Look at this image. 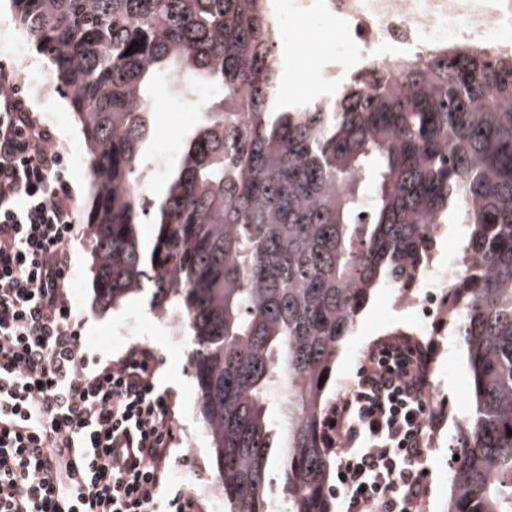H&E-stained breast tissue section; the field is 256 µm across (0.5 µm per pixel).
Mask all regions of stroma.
Segmentation results:
<instances>
[{
  "instance_id": "1",
  "label": "stroma",
  "mask_w": 512,
  "mask_h": 512,
  "mask_svg": "<svg viewBox=\"0 0 512 512\" xmlns=\"http://www.w3.org/2000/svg\"><path fill=\"white\" fill-rule=\"evenodd\" d=\"M293 52L283 55L282 96L288 101L310 103L335 98L334 87L316 81L309 71L312 63L336 49L344 48L343 34L335 21L318 10L300 17L288 34ZM23 44L24 60H17L14 47ZM48 59L35 47L33 38L18 22L10 0H0V77H6L25 100L39 122L48 126L56 142L66 143L65 174L72 187V206L82 229L71 244L75 266L69 289V303L81 327L86 350L102 358L115 357L132 345L151 348L160 361L158 385L170 392L179 440L172 451V489L184 490L202 505L201 512H224L223 500L213 493L216 468L211 444L203 426L196 381L190 366L191 346L168 313L151 310L150 296H133L119 306L105 309L95 301L92 260L89 246V163L83 135L76 124L68 100L45 88L43 78L53 75ZM172 91L158 83L155 131L145 151L143 166L151 168L158 153H166L168 163L179 158L185 133L196 123L194 98L183 99L172 109ZM409 307L400 303L396 292L381 288L373 294L357 319L333 368L325 400L333 408L349 395L367 364L373 349L395 332H412ZM420 343L430 362V413L428 430V473L424 479L421 512H447L448 471L456 446L459 424L467 418L471 399L470 373L463 344L448 318L433 323Z\"/></svg>"
}]
</instances>
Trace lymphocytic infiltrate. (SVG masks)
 I'll return each instance as SVG.
<instances>
[{
  "instance_id": "obj_1",
  "label": "lymphocytic infiltrate",
  "mask_w": 512,
  "mask_h": 512,
  "mask_svg": "<svg viewBox=\"0 0 512 512\" xmlns=\"http://www.w3.org/2000/svg\"><path fill=\"white\" fill-rule=\"evenodd\" d=\"M0 83V512H198L167 494L177 441L157 358L83 349L68 302L79 233L65 157ZM425 354L371 357L334 408L345 512H413L431 426Z\"/></svg>"
}]
</instances>
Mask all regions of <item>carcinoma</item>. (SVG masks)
<instances>
[{
    "instance_id": "obj_1",
    "label": "carcinoma",
    "mask_w": 512,
    "mask_h": 512,
    "mask_svg": "<svg viewBox=\"0 0 512 512\" xmlns=\"http://www.w3.org/2000/svg\"><path fill=\"white\" fill-rule=\"evenodd\" d=\"M270 2L12 0L91 155L97 300L148 291L174 305L227 512H273L274 451L288 512H329L336 356L372 292L408 287L429 263L427 225H466L451 310L472 406L448 512H512V61L443 53L290 106ZM187 75L216 94L167 189L146 196L154 84L192 93Z\"/></svg>"
}]
</instances>
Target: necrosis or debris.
<instances>
[{"mask_svg": "<svg viewBox=\"0 0 512 512\" xmlns=\"http://www.w3.org/2000/svg\"><path fill=\"white\" fill-rule=\"evenodd\" d=\"M320 11L340 23L357 49L333 52L317 69L318 79L344 87L374 70L396 72L433 53L478 48L498 58L512 56V0H320ZM461 273L456 255L417 276L429 300L442 302Z\"/></svg>", "mask_w": 512, "mask_h": 512, "instance_id": "obj_1", "label": "necrosis or debris"}]
</instances>
